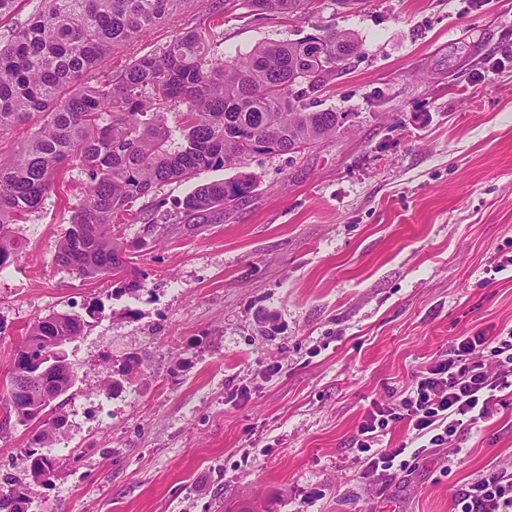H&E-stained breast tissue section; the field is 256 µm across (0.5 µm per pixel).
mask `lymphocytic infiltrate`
Here are the masks:
<instances>
[{"instance_id": "lymphocytic-infiltrate-1", "label": "lymphocytic infiltrate", "mask_w": 512, "mask_h": 512, "mask_svg": "<svg viewBox=\"0 0 512 512\" xmlns=\"http://www.w3.org/2000/svg\"><path fill=\"white\" fill-rule=\"evenodd\" d=\"M512 389V330L496 335L460 336L438 359L416 375L391 402L373 403L354 445L363 476L391 475L411 461L445 447L497 411L500 392ZM405 423L409 443L384 448L388 428ZM457 512H512V471L492 467L461 488Z\"/></svg>"}]
</instances>
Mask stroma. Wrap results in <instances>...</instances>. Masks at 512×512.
I'll return each instance as SVG.
<instances>
[{
    "instance_id": "35a3bbf8",
    "label": "stroma",
    "mask_w": 512,
    "mask_h": 512,
    "mask_svg": "<svg viewBox=\"0 0 512 512\" xmlns=\"http://www.w3.org/2000/svg\"><path fill=\"white\" fill-rule=\"evenodd\" d=\"M247 0H203L111 54L109 72L173 31L222 18L218 54L311 33L356 34L361 53L323 96L343 130L302 155L248 164L257 195L195 230L120 225L140 244L144 290L116 296L53 261L83 198L68 170L15 230L0 270V397L28 328L81 317L66 345L77 373L63 411L58 474L27 481L21 512H454L460 488L512 467V392L451 450L375 480L354 440L370 402L396 398L465 333L512 329V0H320L315 17L247 19ZM278 327L267 335L260 320ZM137 377L103 395L109 360ZM28 431L0 408V476L17 474Z\"/></svg>"
}]
</instances>
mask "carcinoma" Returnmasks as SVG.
Segmentation results:
<instances>
[{"label": "carcinoma", "instance_id": "cac0c4a2", "mask_svg": "<svg viewBox=\"0 0 512 512\" xmlns=\"http://www.w3.org/2000/svg\"><path fill=\"white\" fill-rule=\"evenodd\" d=\"M313 0H248L261 17L283 18L310 10ZM200 0H43L29 23L0 43V135L42 120L9 154L0 153V269L18 258L14 226L38 209L70 168L87 176L84 199L53 256L55 264L86 280H112V294L134 295L145 275L133 246L114 233L116 220L135 203L171 182H189L208 170H234L228 179L196 186L180 199L167 224L193 230L221 224L224 212L250 201L256 177L244 171L252 154L286 155L336 135L346 114L322 107L325 87L346 71L361 45L355 34L318 22L316 33L266 42L231 59L215 57L218 38L209 24L182 29L162 47L119 71H99L107 56L158 28ZM174 114L169 124L167 113ZM84 322L56 314L35 322L22 338L10 378L28 375L34 389L6 410L26 427L30 444L51 448L66 416L59 401L77 374L65 346ZM127 356L112 366L105 390L139 370ZM55 473L52 458L28 453L24 479ZM0 512H10L23 484L0 478Z\"/></svg>", "mask_w": 512, "mask_h": 512}]
</instances>
